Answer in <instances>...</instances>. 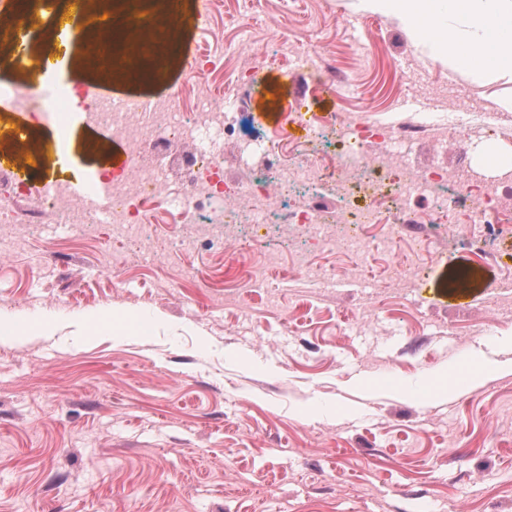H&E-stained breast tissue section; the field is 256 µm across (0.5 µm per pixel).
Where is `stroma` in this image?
Masks as SVG:
<instances>
[{
	"label": "stroma",
	"instance_id": "1",
	"mask_svg": "<svg viewBox=\"0 0 512 512\" xmlns=\"http://www.w3.org/2000/svg\"><path fill=\"white\" fill-rule=\"evenodd\" d=\"M255 26L230 25L240 0H223L207 25L172 26L165 0H87L69 49L84 87L123 88V59L92 65V12L108 9L115 29L133 16L167 26L170 50L145 66L143 89L182 84L186 60L247 62L256 96L249 132L273 129L294 104L305 74L268 54L279 37L315 38L336 58L335 85L305 98L312 112L368 114L381 122L444 124L452 110L408 106L406 74L421 88L465 90L487 112L512 98V80L449 78L410 37L381 16L354 13L348 0H257ZM67 0H37L27 63L0 39V84L40 87L36 63ZM29 190L45 178L74 180L84 169L119 173L118 141L70 128L36 129L26 148ZM425 235L421 286L395 290L382 279L391 256L371 251L365 287L350 259L310 255L334 266L335 287L316 288L293 268L288 240L272 228L280 265L251 290L259 253L215 235L212 248L151 264L125 250L102 255L103 237L60 230L31 239L23 257L0 255V312L56 321L55 335L0 344V512H512V308L490 301L512 276V224L488 238V258L463 236L415 224ZM151 324L149 334L113 332L117 315ZM482 375L444 396L440 374Z\"/></svg>",
	"mask_w": 512,
	"mask_h": 512
}]
</instances>
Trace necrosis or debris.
<instances>
[{
	"label": "necrosis or debris",
	"mask_w": 512,
	"mask_h": 512,
	"mask_svg": "<svg viewBox=\"0 0 512 512\" xmlns=\"http://www.w3.org/2000/svg\"><path fill=\"white\" fill-rule=\"evenodd\" d=\"M272 58L308 65L309 94L320 93L332 79L331 62H319L311 43L281 39ZM220 68L210 56H195L183 86L146 108L134 100L116 102L73 86L51 91L0 87L1 100L30 113L37 123L61 131L64 117L79 111L125 145V166L119 175L108 178L107 202L97 210L76 203L70 182L53 183L33 195L24 193L14 178L0 174V185L23 195L33 216L31 232L64 226L81 235L99 225L112 245L133 242L147 255L164 250L180 257L199 251L213 225L228 233L248 228L253 240L260 229L289 225L298 227L320 251L339 252L362 264L368 257L362 230L378 224L379 242L390 250L403 245L407 253L406 261L387 264L385 279L418 283L426 274L427 244L423 237L407 234L401 216H411L416 224L474 225L466 240L480 257L486 254L488 230L512 224V207L503 205L496 184L474 178V158L468 150H459L454 171H416L409 160L414 128L390 131L369 116L345 118L335 112L306 116L296 108L268 134L254 136L245 131L241 119L247 71L238 69L232 91L224 94L216 91L212 78ZM456 107L457 115L448 122L449 141L500 133L496 115L480 111L466 93H458ZM298 123L307 130L305 138L291 131ZM379 136L390 137L389 152L369 155L367 145ZM328 137L342 141L343 151L307 153L306 143ZM228 140L237 144L238 162L247 173L245 180L232 184L224 181L221 150ZM176 144L187 145V152L163 164L162 155ZM173 171L180 182L174 194L167 190ZM335 180L341 184V206L332 215L316 207L315 200ZM360 191L366 192L369 203L357 208L352 199ZM160 210L173 223L199 225L200 233L193 238L159 235L153 217Z\"/></svg>",
	"instance_id": "4bbe7bcc"
}]
</instances>
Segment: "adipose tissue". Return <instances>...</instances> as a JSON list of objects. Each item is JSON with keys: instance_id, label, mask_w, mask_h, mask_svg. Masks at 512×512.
<instances>
[{"instance_id": "obj_1", "label": "adipose tissue", "mask_w": 512, "mask_h": 512, "mask_svg": "<svg viewBox=\"0 0 512 512\" xmlns=\"http://www.w3.org/2000/svg\"><path fill=\"white\" fill-rule=\"evenodd\" d=\"M354 12L392 20L449 76L512 77V0H353Z\"/></svg>"}]
</instances>
